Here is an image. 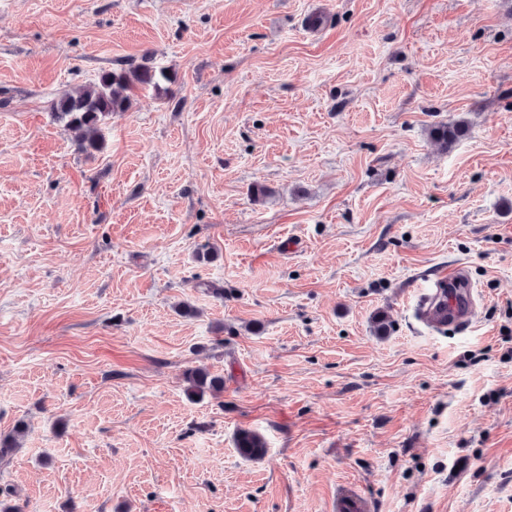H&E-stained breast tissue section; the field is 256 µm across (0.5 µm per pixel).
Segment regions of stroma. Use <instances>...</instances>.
I'll use <instances>...</instances> for the list:
<instances>
[{"instance_id": "stroma-1", "label": "stroma", "mask_w": 512, "mask_h": 512, "mask_svg": "<svg viewBox=\"0 0 512 512\" xmlns=\"http://www.w3.org/2000/svg\"><path fill=\"white\" fill-rule=\"evenodd\" d=\"M147 56L173 82L80 152L51 102ZM448 264L472 322L432 333L415 289ZM195 366L219 397L185 396ZM21 421L18 512H330L344 484L512 512V0H0V434ZM465 128L461 122L443 123L431 129L430 139L442 150H448L464 135ZM235 445L238 453L246 459L261 458L266 452L263 440L249 430H240L237 433Z\"/></svg>"}]
</instances>
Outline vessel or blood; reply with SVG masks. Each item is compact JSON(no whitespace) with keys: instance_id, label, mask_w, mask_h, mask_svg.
<instances>
[{"instance_id":"b4317fda","label":"vessel or blood","mask_w":512,"mask_h":512,"mask_svg":"<svg viewBox=\"0 0 512 512\" xmlns=\"http://www.w3.org/2000/svg\"><path fill=\"white\" fill-rule=\"evenodd\" d=\"M428 294L420 309L421 319L435 327L472 318L471 284L465 269L452 265L438 270L426 281ZM336 512H370L368 499L351 490L342 491L335 500Z\"/></svg>"}]
</instances>
